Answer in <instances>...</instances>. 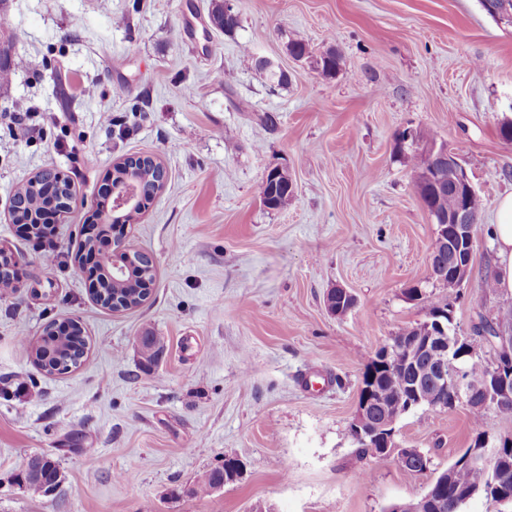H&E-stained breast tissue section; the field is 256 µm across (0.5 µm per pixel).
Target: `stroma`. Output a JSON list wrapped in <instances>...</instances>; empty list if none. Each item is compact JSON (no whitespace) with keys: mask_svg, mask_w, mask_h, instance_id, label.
Returning <instances> with one entry per match:
<instances>
[{"mask_svg":"<svg viewBox=\"0 0 512 512\" xmlns=\"http://www.w3.org/2000/svg\"><path fill=\"white\" fill-rule=\"evenodd\" d=\"M233 3L240 25L224 33L208 25L212 0H0L8 54L25 60L0 85V247L21 260L19 288L0 297V512H383L422 495L478 433L463 406L403 416L401 446L431 457L411 473L361 454L350 428L365 364L428 321L437 293V226L396 152L404 129L458 149L482 201L472 272L450 302L457 336L483 364L496 360L474 327L512 308V294L486 285L495 213L512 192V141L500 135L512 27L479 0ZM295 39L316 55L337 50L336 77L291 58ZM259 56L287 72L286 86L255 68ZM138 152L168 174L128 227L155 281L143 306L115 313L96 303L75 252L81 226L110 206L114 164ZM276 165L295 185L283 210L260 198ZM46 168L74 189L49 275L9 215ZM338 286L355 298L340 317L324 303ZM412 287L423 299L407 298ZM72 317L87 358L46 374L17 336ZM146 329L165 344L149 373ZM40 453L65 474L47 495L15 482ZM228 458L242 469L223 490L172 497Z\"/></svg>","mask_w":512,"mask_h":512,"instance_id":"obj_1","label":"stroma"}]
</instances>
